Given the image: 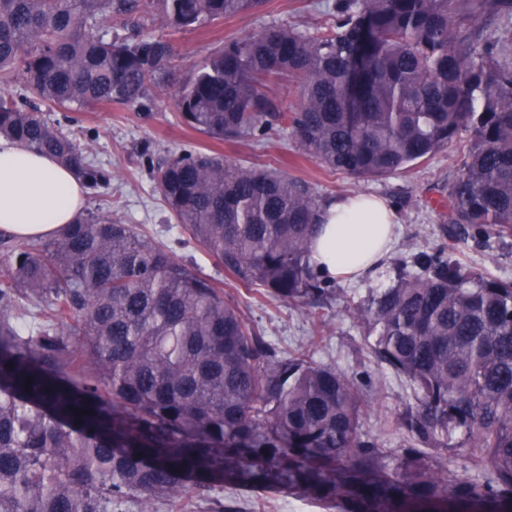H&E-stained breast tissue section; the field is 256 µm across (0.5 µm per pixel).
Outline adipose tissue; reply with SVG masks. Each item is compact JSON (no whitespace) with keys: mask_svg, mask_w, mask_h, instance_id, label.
Returning a JSON list of instances; mask_svg holds the SVG:
<instances>
[{"mask_svg":"<svg viewBox=\"0 0 512 512\" xmlns=\"http://www.w3.org/2000/svg\"><path fill=\"white\" fill-rule=\"evenodd\" d=\"M83 205L73 171L49 156L0 142V228L20 238L52 237L77 219ZM395 232V212L384 200L364 193L337 198L321 211L309 264L340 282L374 274Z\"/></svg>","mask_w":512,"mask_h":512,"instance_id":"adipose-tissue-1","label":"adipose tissue"}]
</instances>
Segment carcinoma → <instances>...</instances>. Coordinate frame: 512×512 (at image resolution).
I'll return each instance as SVG.
<instances>
[{"mask_svg": "<svg viewBox=\"0 0 512 512\" xmlns=\"http://www.w3.org/2000/svg\"><path fill=\"white\" fill-rule=\"evenodd\" d=\"M263 3L0 0V81L26 90L0 95V137L96 190L112 173L41 106L143 108L166 81L184 122L211 138L282 127L357 178L407 169L468 131L441 202L448 239L512 236V0H339L334 24L265 27L185 83L170 34L139 32L151 17L180 32ZM285 78L300 89L293 112L265 93ZM150 175L183 232L243 286L295 304L329 293L308 261L322 206L304 182L196 149ZM413 266L354 310L378 363L414 391L413 447L394 455L362 431L352 378L278 357L221 289L135 225L87 214L16 243L0 275V512L147 509L226 484L336 512H512V281L444 246ZM462 448L476 450L468 474L430 460Z\"/></svg>", "mask_w": 512, "mask_h": 512, "instance_id": "carcinoma-1", "label": "carcinoma"}]
</instances>
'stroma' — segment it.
<instances>
[{"label": "stroma", "mask_w": 512, "mask_h": 512, "mask_svg": "<svg viewBox=\"0 0 512 512\" xmlns=\"http://www.w3.org/2000/svg\"><path fill=\"white\" fill-rule=\"evenodd\" d=\"M337 0H265L255 12L214 22L199 30L172 36L178 67L175 78L186 81L196 68L226 42L238 40L269 25L300 29L332 23ZM52 122H74L80 142L90 157L111 171L108 189L86 191L85 213L109 216L141 227L176 259L199 276L211 280L276 349L278 356L304 355L356 378L368 409L362 430L384 450L397 452L409 445L401 420L414 408L412 390L405 378L395 376L375 362L367 331L353 317L356 305L370 290L391 285L396 264L420 251L447 243L448 224L438 201L448 193V183L460 174L471 140L469 133L416 164L382 178L361 179L331 172L300 153L288 131L272 130L257 141L228 142L183 124L170 91H156L150 112L140 113L117 105L99 104L80 111L49 113ZM193 147L213 151L230 163H254L283 170L305 181L319 201L354 193L375 194L393 208L398 239L378 274L354 283L335 284L318 304L281 302L249 289L224 272L216 261L171 220L153 191L151 162ZM454 258L495 276L512 280V238L484 249L458 245ZM155 512H329L311 500L291 498L273 488L225 486L219 495L196 497L170 504L156 503Z\"/></svg>", "instance_id": "stroma-1"}]
</instances>
